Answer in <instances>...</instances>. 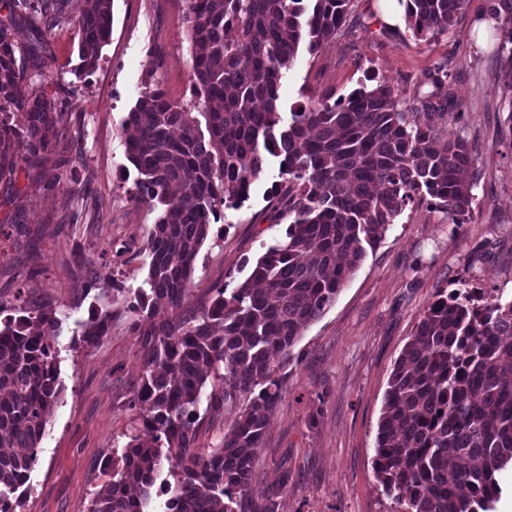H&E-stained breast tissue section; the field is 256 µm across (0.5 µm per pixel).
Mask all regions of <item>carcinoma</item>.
<instances>
[{"instance_id": "carcinoma-1", "label": "carcinoma", "mask_w": 512, "mask_h": 512, "mask_svg": "<svg viewBox=\"0 0 512 512\" xmlns=\"http://www.w3.org/2000/svg\"><path fill=\"white\" fill-rule=\"evenodd\" d=\"M352 0H185L192 98L145 84L125 124L137 171L131 198L158 209L147 239L145 284L129 305L142 346L141 381L130 399L151 437L130 434L90 512H146L168 467L169 512H277L287 480L253 484L255 450L284 394L279 372L303 331L336 302L366 255L406 207L428 200L463 224L473 212V161L445 120L460 104L437 69L399 109L393 86L360 84L281 115L280 86L301 47L313 54L346 25ZM418 40L448 34L468 0H412ZM503 40L498 70L512 91V0H488ZM64 0H0V179L55 150L66 137L55 102L22 86L16 24L49 30ZM77 74L96 67L112 34L111 0H86L71 20ZM278 158L287 183L286 237L270 245L232 291L193 301L195 261L221 218ZM182 308L171 320L168 310ZM54 312L18 307L0 322V512H17L63 384L52 337ZM109 330L93 315L84 342ZM234 415L220 446H196L197 405ZM374 470L394 512H495L499 477L512 472V297L469 288L439 294L391 372L376 436Z\"/></svg>"}]
</instances>
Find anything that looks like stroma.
<instances>
[{
  "label": "stroma",
  "instance_id": "stroma-1",
  "mask_svg": "<svg viewBox=\"0 0 512 512\" xmlns=\"http://www.w3.org/2000/svg\"><path fill=\"white\" fill-rule=\"evenodd\" d=\"M487 7V0H469L448 33L427 43L405 28L383 33L377 0H353L345 31L317 52L300 50L285 75L287 110L329 91L348 94L371 78L397 89L402 110L412 112L428 74L448 69L463 103L455 127L480 178L467 223H449L425 202L408 205L335 304L305 329L255 451L256 488L288 480L278 512H389L373 459L403 347L440 292L467 286L512 294V92L499 78L500 32L479 27ZM184 8L185 0H112L111 38L96 68L81 76L73 72V25L43 38L27 23L16 28L21 51L44 41L38 62L23 63L24 85L56 99L69 138L83 149L78 171L62 146L16 181L0 180V221L20 227L0 237V314L12 315L22 302L54 310L64 386L20 512H89L106 480L104 463L134 426L129 401L140 382L141 346L128 305L145 286L157 212L128 195L137 172L125 156V119L148 82L171 99H189ZM282 183L270 163L241 207L225 210L219 234L196 259V303L212 288L237 287L265 245L284 236ZM90 270L101 279L92 289L85 286ZM95 310L109 314L110 329L89 346L83 334Z\"/></svg>",
  "mask_w": 512,
  "mask_h": 512
}]
</instances>
